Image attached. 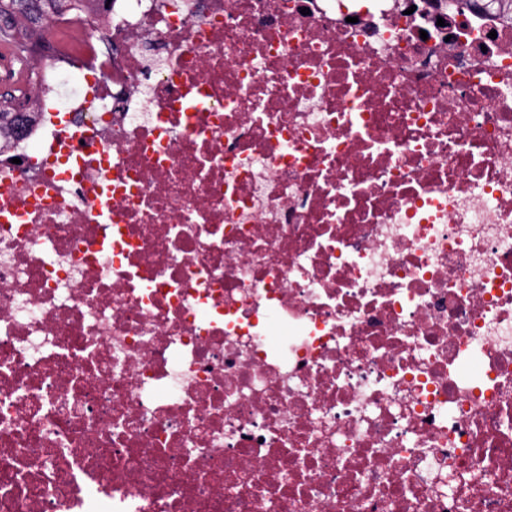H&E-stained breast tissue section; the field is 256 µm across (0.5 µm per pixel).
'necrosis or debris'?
<instances>
[{
    "mask_svg": "<svg viewBox=\"0 0 512 512\" xmlns=\"http://www.w3.org/2000/svg\"><path fill=\"white\" fill-rule=\"evenodd\" d=\"M0 152V512H512V20L90 0Z\"/></svg>",
    "mask_w": 512,
    "mask_h": 512,
    "instance_id": "1",
    "label": "necrosis or debris"
}]
</instances>
